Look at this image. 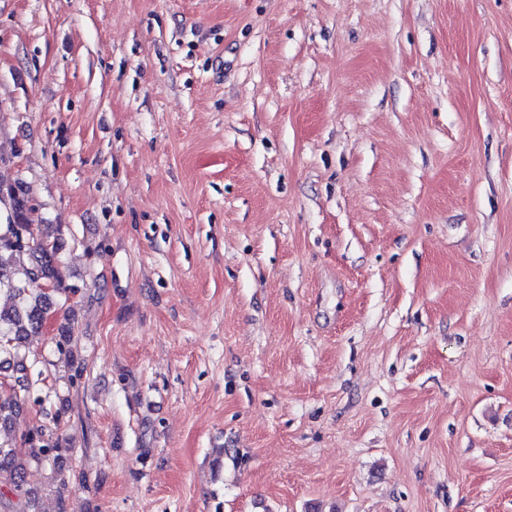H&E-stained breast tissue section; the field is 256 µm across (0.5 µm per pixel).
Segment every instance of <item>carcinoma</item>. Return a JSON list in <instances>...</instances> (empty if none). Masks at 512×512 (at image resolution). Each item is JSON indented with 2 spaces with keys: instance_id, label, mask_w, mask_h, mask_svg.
<instances>
[{
  "instance_id": "obj_1",
  "label": "carcinoma",
  "mask_w": 512,
  "mask_h": 512,
  "mask_svg": "<svg viewBox=\"0 0 512 512\" xmlns=\"http://www.w3.org/2000/svg\"><path fill=\"white\" fill-rule=\"evenodd\" d=\"M0 203L6 207V223L0 224V293L12 304L0 309V512H38L32 484L48 465L58 464L70 452L67 439L59 433L65 411L47 410L49 395L43 393V362L30 361L22 352L29 336L40 332L50 316L58 314L59 300L76 292L64 285L57 243L49 233L33 228L25 220L26 193L20 183L0 178ZM51 284L50 289L40 282ZM71 328H58L55 348L59 359L74 369L69 382L81 378L74 368L70 348ZM49 418V423L33 426L27 434H15L14 425L23 405Z\"/></svg>"
}]
</instances>
